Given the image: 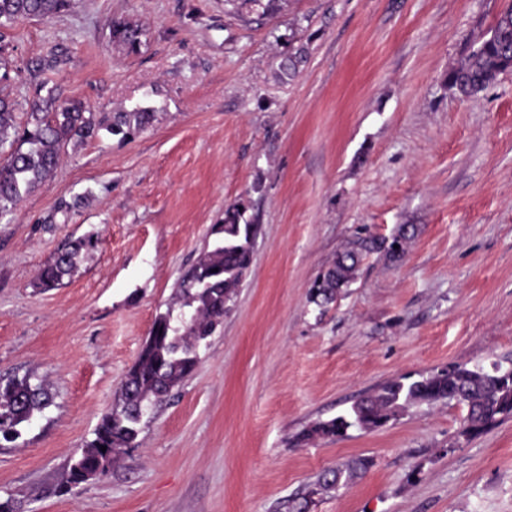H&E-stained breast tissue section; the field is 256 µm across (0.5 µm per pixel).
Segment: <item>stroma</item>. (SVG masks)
<instances>
[{"instance_id": "1", "label": "stroma", "mask_w": 512, "mask_h": 512, "mask_svg": "<svg viewBox=\"0 0 512 512\" xmlns=\"http://www.w3.org/2000/svg\"><path fill=\"white\" fill-rule=\"evenodd\" d=\"M512 0H71L0 27V94L24 115L49 81L95 114L141 104L152 127L70 143L55 174L0 215V377L54 403L0 445L16 512H289L355 458L309 512H512V417L470 439L453 401L385 427L297 436L407 375L512 359V69L462 98L448 70ZM145 29L138 53L113 22ZM305 45L295 77L282 53ZM83 196L76 211L63 203ZM242 206L252 264L193 373L145 415L138 445L73 490L62 481L114 404L214 224ZM416 232L367 257L320 308L318 275L365 228ZM97 245L63 286L36 276L66 240ZM369 467V461L365 458H358L345 467H336L321 475L316 483V487L312 488L309 496L320 494L321 491H330L338 485H344L346 482L357 478L362 472Z\"/></svg>"}]
</instances>
